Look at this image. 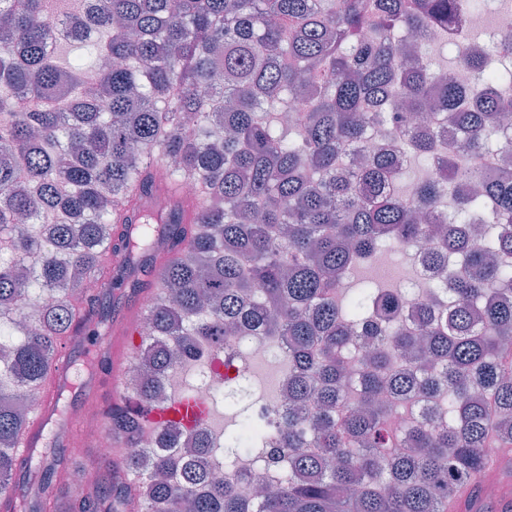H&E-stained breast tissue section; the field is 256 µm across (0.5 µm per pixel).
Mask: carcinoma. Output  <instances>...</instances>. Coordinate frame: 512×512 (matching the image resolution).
I'll use <instances>...</instances> for the list:
<instances>
[{"mask_svg": "<svg viewBox=\"0 0 512 512\" xmlns=\"http://www.w3.org/2000/svg\"><path fill=\"white\" fill-rule=\"evenodd\" d=\"M53 0H0V494L23 470L41 496L13 512H59L54 462L20 453L30 413L61 341L109 329L106 302L144 288L160 264L137 358L141 405L168 412L162 436L185 448L140 447L145 419L103 417L126 482L80 496L71 512H448L483 477L486 454L512 445V177L488 178L478 155L508 147L512 46L487 52L459 35L484 0H92L91 26ZM429 23L456 52L433 66L403 35ZM86 58L56 57L63 42ZM112 71L93 90L103 57ZM463 68L466 84L448 78ZM300 99L292 126L280 122ZM445 113L450 148L416 124L405 160L370 152L351 170L339 156L398 112ZM424 178L408 190V161ZM166 173L164 179L158 171ZM202 187L183 193L185 184ZM173 203L164 215L151 199ZM437 235L435 282L353 285L356 266ZM415 303L411 323L403 321ZM265 328L285 343L291 391L285 428L262 461L281 467L261 500L207 468L200 422L166 375L203 336ZM395 405L443 393L448 426L391 428Z\"/></svg>", "mask_w": 512, "mask_h": 512, "instance_id": "cac0c4a2", "label": "carcinoma"}]
</instances>
